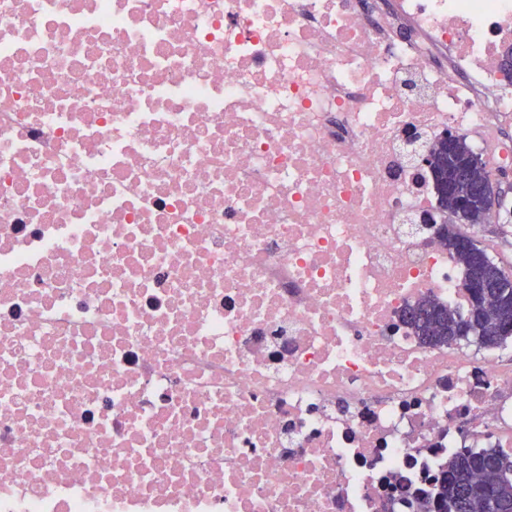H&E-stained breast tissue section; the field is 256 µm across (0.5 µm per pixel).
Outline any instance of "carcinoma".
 <instances>
[{
	"label": "carcinoma",
	"mask_w": 512,
	"mask_h": 512,
	"mask_svg": "<svg viewBox=\"0 0 512 512\" xmlns=\"http://www.w3.org/2000/svg\"><path fill=\"white\" fill-rule=\"evenodd\" d=\"M473 149L466 137H461L453 150H448V138L442 136L430 146L432 167L436 175L437 190L442 192L448 185L454 169L464 162ZM484 212L475 207L470 210L466 223L457 221L443 225L442 245L455 255L463 267L464 273L484 269L499 281L512 286V272L505 269L489 257L486 249L476 246L474 251L465 252L448 242L450 228L457 238L468 237L463 231L465 226L482 224ZM479 322L477 314H464L457 309H450L432 299H422L406 307L402 321L410 326L421 342L427 346H458L461 338L456 336L457 324L467 317ZM493 323L500 333L494 343L503 346L512 340V312L502 317V309H497L492 316ZM407 505L412 512H420L421 507L432 504V512H489L494 501L508 504L506 512H512V454L498 448L468 449L448 458L439 474L428 481V486L414 493L405 492Z\"/></svg>",
	"instance_id": "cac0c4a2"
}]
</instances>
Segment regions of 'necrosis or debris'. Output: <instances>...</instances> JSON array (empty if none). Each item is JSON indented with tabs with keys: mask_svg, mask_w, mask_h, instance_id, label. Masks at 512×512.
<instances>
[{
	"mask_svg": "<svg viewBox=\"0 0 512 512\" xmlns=\"http://www.w3.org/2000/svg\"><path fill=\"white\" fill-rule=\"evenodd\" d=\"M512 0H0V512H410L512 448L448 129L512 169ZM461 136L460 139V135L456 131L449 129L442 137L434 140L429 148L432 158L431 164L436 175V201L438 198L437 190L443 193L447 185L448 201L453 203L455 213L460 214L461 209L465 205V200L464 197L458 193L457 184L460 182L475 183L481 188L480 197L485 203V212L488 214L490 212L489 207L492 210L499 197L498 185L495 179L486 172L480 158L476 155L471 154L467 162L461 164L470 153L474 152V148H471L472 143L470 140L468 141L471 146L468 144L467 138L463 135ZM458 139L460 140L453 150L448 152V144L455 143ZM431 158L428 155H422L419 158L420 166L430 169ZM455 168L456 170L453 177L448 179L451 177ZM471 312L468 309L465 314L457 309H448L432 299H422L416 304L406 307L402 314V321L410 326L419 336L421 342L427 346H459L465 339L460 336H468L470 323L460 325L459 335L456 336L457 324L466 319Z\"/></svg>",
	"mask_w": 512,
	"mask_h": 512,
	"instance_id": "1",
	"label": "necrosis or debris"
}]
</instances>
